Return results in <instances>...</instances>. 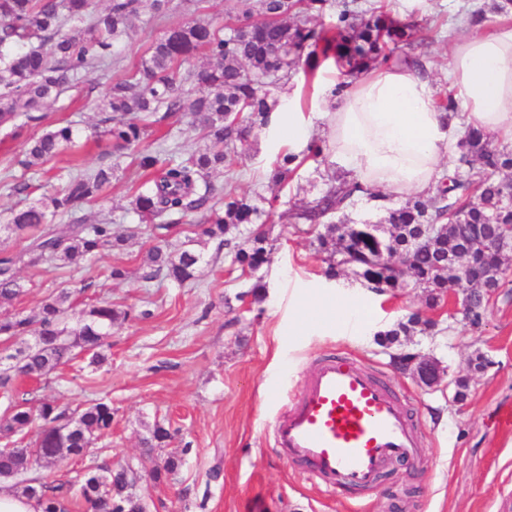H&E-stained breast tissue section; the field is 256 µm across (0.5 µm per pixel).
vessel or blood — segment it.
<instances>
[{"mask_svg":"<svg viewBox=\"0 0 512 512\" xmlns=\"http://www.w3.org/2000/svg\"><path fill=\"white\" fill-rule=\"evenodd\" d=\"M274 441L326 489L372 486L423 446L410 414L378 378L340 354L314 363L273 426Z\"/></svg>","mask_w":512,"mask_h":512,"instance_id":"1","label":"vessel or blood"}]
</instances>
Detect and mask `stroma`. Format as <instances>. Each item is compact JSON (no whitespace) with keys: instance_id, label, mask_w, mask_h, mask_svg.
<instances>
[{"instance_id":"35a3bbf8","label":"stroma","mask_w":512,"mask_h":512,"mask_svg":"<svg viewBox=\"0 0 512 512\" xmlns=\"http://www.w3.org/2000/svg\"><path fill=\"white\" fill-rule=\"evenodd\" d=\"M469 1L494 10L493 0H385L401 18L438 27L426 49L427 80L434 89L445 85L455 30L441 19ZM225 8V0H204L198 9L191 0H172L163 21L137 22L133 36L116 47L121 70H133L166 28L194 16L223 22ZM336 79L335 68L326 66L305 96V78L296 75L284 91L287 108L307 116L324 111V89ZM106 83L102 70H90L78 88L47 109L42 123L18 132L0 129V178L19 174L16 160L25 142L44 129L70 121L84 130L97 122L95 95ZM276 152L259 139L256 154L235 166L239 191H264ZM115 161L111 141L88 139L42 170L55 177L74 166L91 171ZM319 189L308 163L280 192L267 226L272 253L261 270L266 299L259 305L248 294L252 277L232 268L214 240L201 243L206 264L196 282L145 284L146 253L162 238L149 228L124 250L78 265L19 267L27 292L6 303L5 311L31 314L48 295L90 278L96 286L84 302L105 300L130 313L107 336L102 362L79 358L38 392L72 409L99 398L112 402L111 436L81 458L59 461L50 469L53 476L79 485L97 467L138 463L144 439L159 423L172 437L155 449V457L177 456L183 463L161 482L141 471L135 491L150 512H353L358 506L363 512H512V431L497 425L500 411L512 407V282L490 298L475 328L461 306L444 301L428 307L419 288L378 294L350 271L328 280L311 236L296 231L287 218L292 205L312 200ZM114 266L126 269V279H110ZM349 301L362 304L367 316L355 333L295 322L312 306ZM414 313L433 320L435 329L413 332L388 347L379 344V332ZM477 351L489 358L480 372L470 367ZM330 352L345 353L386 379L416 421L425 446L420 458L393 464L372 489L360 493H325L272 440L273 421L289 395L299 391L311 362ZM407 352L438 362L442 383L429 387L413 369H397L394 355ZM459 377L469 381L462 402L455 400L452 386Z\"/></svg>"}]
</instances>
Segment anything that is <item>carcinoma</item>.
<instances>
[{
    "mask_svg": "<svg viewBox=\"0 0 512 512\" xmlns=\"http://www.w3.org/2000/svg\"><path fill=\"white\" fill-rule=\"evenodd\" d=\"M229 20L219 26L195 18L166 29L130 72L108 86L98 99L100 115L90 136L106 138L136 168L131 210L139 223L170 230L196 216L201 234L218 241L232 264L255 278L249 295L263 300L264 284L257 273L270 260L266 234L255 228L273 215L276 199L239 193L221 185L213 175L229 171L255 152L265 132L279 90L303 73L311 84L320 67L334 62L338 81L333 94L350 88L348 79L370 71L400 52L421 76L427 74L424 48L432 29L403 20L382 7L359 0H232ZM169 0H108L97 9L95 0H0V127L21 129L46 118L42 110L78 85L82 71L114 62V46L129 36L131 23L142 16H161ZM330 21H324V17ZM204 51L210 62L198 70L183 69ZM162 121L187 122L202 132V143L184 153L176 143L149 140L151 127ZM82 132L68 122L31 139L18 164L29 171L76 147ZM457 166L426 196H413L395 206L391 198L364 187L353 175L338 174L328 161L326 142L312 139L303 151H284L268 171L274 186L287 185L309 161L325 185L314 200L289 210L294 224L308 225L315 249L327 264L330 280L350 269L377 293L395 294L424 288L434 307L448 296V284L471 277L481 290L462 295L468 321L482 322L493 294L512 275L504 255L491 247L501 232L512 229V205L503 192L512 191V148L501 145L479 128L468 127L456 143ZM120 163L91 173L77 171L60 185L41 184L46 193L27 206L10 210L0 224L28 241L17 255L0 257V302L26 293L16 265L38 267L57 260L77 264L112 251L138 236L139 227L116 230L87 213L106 200L104 191ZM366 196L379 202L388 236L375 238L356 224L333 218ZM197 241L170 249L157 243L145 258L143 279L183 285L196 279L203 255ZM73 292L62 288L47 297L32 315L1 314L0 341L15 342L35 330L34 343L16 350V363L0 373V390L12 413L0 419V477L25 475L49 468L69 451L82 454L90 439L112 429V401L104 398L72 410L53 399L34 400L12 383L21 375L41 380L92 353L100 362L104 337L126 320L108 302L75 310ZM421 325L431 331L432 320L411 316L384 333L391 345ZM36 430L31 444L17 445L15 436ZM171 433L155 426L144 441L152 458ZM182 459L168 457L150 470L156 481L175 474ZM135 482L124 469L91 472L81 486L90 512H145L148 504L133 492ZM21 492L36 499L40 512H69L72 485L61 479L32 477Z\"/></svg>",
    "mask_w": 512,
    "mask_h": 512,
    "instance_id": "obj_1",
    "label": "carcinoma"
}]
</instances>
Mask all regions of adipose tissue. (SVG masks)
I'll return each mask as SVG.
<instances>
[{"mask_svg": "<svg viewBox=\"0 0 512 512\" xmlns=\"http://www.w3.org/2000/svg\"><path fill=\"white\" fill-rule=\"evenodd\" d=\"M448 74L458 118L436 110L429 82L407 65L371 71L326 114L332 161L356 169L367 186L423 194L447 169L448 144L462 124L512 142V19L467 30Z\"/></svg>", "mask_w": 512, "mask_h": 512, "instance_id": "adipose-tissue-1", "label": "adipose tissue"}]
</instances>
